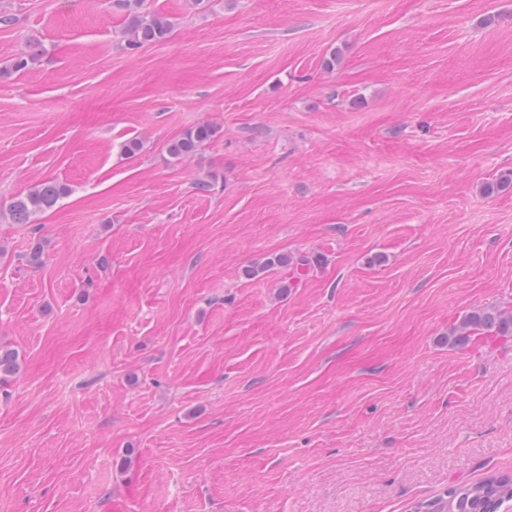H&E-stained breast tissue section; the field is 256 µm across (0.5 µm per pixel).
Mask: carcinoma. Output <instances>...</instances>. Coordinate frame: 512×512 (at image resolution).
<instances>
[{"label": "carcinoma", "instance_id": "carcinoma-1", "mask_svg": "<svg viewBox=\"0 0 512 512\" xmlns=\"http://www.w3.org/2000/svg\"><path fill=\"white\" fill-rule=\"evenodd\" d=\"M127 11L125 44L137 50L146 44L163 42L174 28L172 18L158 10L143 9V0H123ZM43 55L40 44L31 45L29 53L17 57L0 68L3 72L22 73L36 65ZM217 128L203 123L169 140L168 155L175 161L193 156L199 147L213 139ZM68 194L66 185L45 180L27 192L16 196L9 205L8 214L13 224H30L35 217L53 209ZM292 262L290 256L278 254L256 263L246 270L255 277L271 267L284 266ZM512 335V312L495 308H483L470 312L448 333L449 340L464 344L475 336ZM18 355L12 350L0 349V375L10 374L18 368ZM512 500V474L490 475L473 483H454L442 493L418 502V512H498L506 502Z\"/></svg>", "mask_w": 512, "mask_h": 512}]
</instances>
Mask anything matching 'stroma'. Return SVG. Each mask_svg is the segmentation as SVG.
Segmentation results:
<instances>
[{
	"mask_svg": "<svg viewBox=\"0 0 512 512\" xmlns=\"http://www.w3.org/2000/svg\"><path fill=\"white\" fill-rule=\"evenodd\" d=\"M145 5L175 27L133 53L115 0H0V63L44 48L0 78V512H412L512 474V336L448 340L512 311V0ZM44 50L42 49L39 43H34L31 45V49L29 53L25 56L17 57L12 60L9 64L1 67V72H13V73H22L24 71L30 70L34 65H36L42 55ZM217 128L208 123L199 124L166 144L168 155L175 161H183L193 156L199 147L215 137ZM66 185L45 180L16 196L9 205L12 224H32L35 217L53 209L68 194ZM483 335H512V312L483 308L470 312L448 333L454 344H465L472 337Z\"/></svg>",
	"mask_w": 512,
	"mask_h": 512,
	"instance_id": "obj_1",
	"label": "stroma"
}]
</instances>
